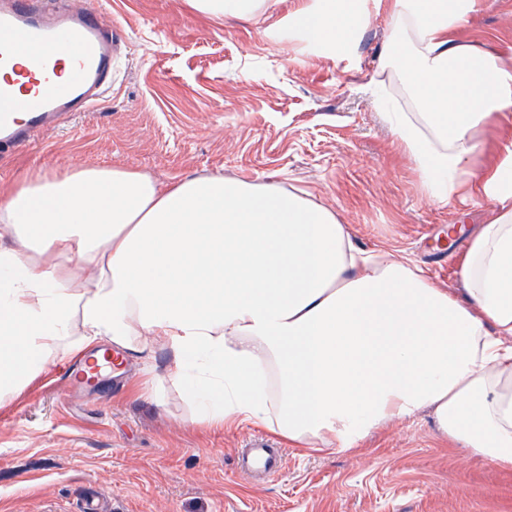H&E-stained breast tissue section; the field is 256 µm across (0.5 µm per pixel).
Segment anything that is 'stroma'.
Wrapping results in <instances>:
<instances>
[{
  "label": "stroma",
  "instance_id": "1",
  "mask_svg": "<svg viewBox=\"0 0 512 512\" xmlns=\"http://www.w3.org/2000/svg\"><path fill=\"white\" fill-rule=\"evenodd\" d=\"M112 21L121 63L96 107L36 141L0 148V183L31 169L125 165L167 182L215 172L308 193L348 225L355 244L408 256L441 287L461 290L457 261L490 209L441 204L423 189L379 114L386 13L355 55L335 62L270 43L247 20L189 10L184 0H85ZM460 34L512 46V0H483ZM162 403L140 396L139 362L102 376L104 404L73 394L47 368L0 404V512H512V475L450 450L430 410L390 423L360 453L283 448L272 478L236 460L255 425L201 431L152 363Z\"/></svg>",
  "mask_w": 512,
  "mask_h": 512
}]
</instances>
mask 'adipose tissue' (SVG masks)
Listing matches in <instances>:
<instances>
[{
    "instance_id": "adipose-tissue-1",
    "label": "adipose tissue",
    "mask_w": 512,
    "mask_h": 512,
    "mask_svg": "<svg viewBox=\"0 0 512 512\" xmlns=\"http://www.w3.org/2000/svg\"><path fill=\"white\" fill-rule=\"evenodd\" d=\"M282 2L186 0L339 61L386 11L398 147L436 201L493 212L460 260L462 291L360 249L330 208L274 182L37 170L0 187V403L75 356L101 365L111 347L147 365L161 348L189 426L259 424L353 453L428 408L442 437L512 474V56L460 37L481 0H297L266 25Z\"/></svg>"
}]
</instances>
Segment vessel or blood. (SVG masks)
Segmentation results:
<instances>
[{
	"label": "vessel or blood",
	"mask_w": 512,
	"mask_h": 512,
	"mask_svg": "<svg viewBox=\"0 0 512 512\" xmlns=\"http://www.w3.org/2000/svg\"><path fill=\"white\" fill-rule=\"evenodd\" d=\"M116 68L112 34L100 13L74 0H0V146H24L68 113L92 109ZM67 378L85 388L97 380L98 368L81 359ZM282 462L280 449L254 438L239 469L268 477Z\"/></svg>",
	"instance_id": "obj_1"
}]
</instances>
